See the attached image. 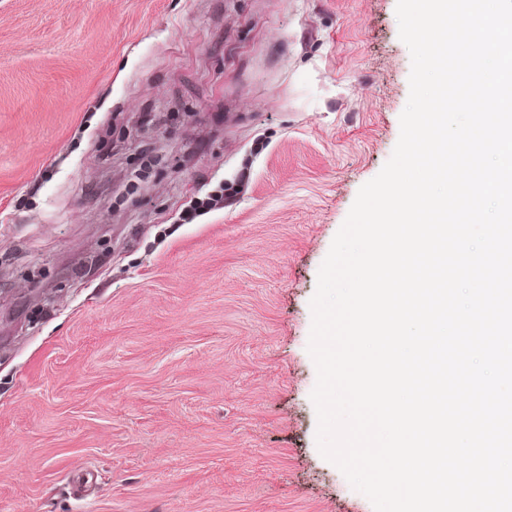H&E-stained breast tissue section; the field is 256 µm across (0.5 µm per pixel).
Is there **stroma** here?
Here are the masks:
<instances>
[{
	"instance_id": "1",
	"label": "stroma",
	"mask_w": 512,
	"mask_h": 512,
	"mask_svg": "<svg viewBox=\"0 0 512 512\" xmlns=\"http://www.w3.org/2000/svg\"><path fill=\"white\" fill-rule=\"evenodd\" d=\"M396 3L0 0V512H374L307 345Z\"/></svg>"
}]
</instances>
